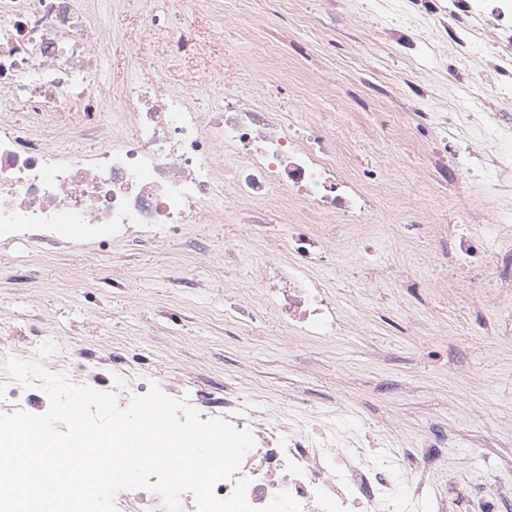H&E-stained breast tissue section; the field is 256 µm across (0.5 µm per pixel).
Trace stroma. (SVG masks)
I'll return each mask as SVG.
<instances>
[{
	"mask_svg": "<svg viewBox=\"0 0 512 512\" xmlns=\"http://www.w3.org/2000/svg\"><path fill=\"white\" fill-rule=\"evenodd\" d=\"M102 10L125 18L124 38L113 40L103 63L101 95L112 104V88L133 77L124 60L139 39L143 0H100ZM317 64L334 72L344 91L357 90L361 74L391 80L404 68L375 39H366L364 71L349 66L346 55H329L317 32H300ZM374 105L347 128V140L361 162L395 152L398 141L384 137ZM409 163L396 166L391 188L382 192L388 219L424 205ZM193 248L182 250L160 239L128 246L108 236L75 240L62 236L46 247L31 237L0 242V317L49 316L55 329L82 344L95 333L105 342H133L147 364L165 360L169 370L195 369L204 379L231 381L268 392L286 388L317 408L348 403L351 424L369 423L378 435L410 438L418 425L447 429L448 463L472 459L481 474L512 478L503 466L512 459V435L502 445L476 455L473 444L512 418V335L487 336L475 320L494 322L491 313L467 310L456 289L430 298L424 289L369 287L365 278L336 282L335 266H318L316 278L333 287L349 328L333 342L306 341L281 328L247 323L224 315V292L238 287L224 273L227 244L220 224H190L183 231ZM451 241L437 237L407 246L391 235L376 237L372 261L397 268L403 278L424 275L435 254ZM127 292H112L113 278ZM479 406L482 417L457 420L452 403L459 394Z\"/></svg>",
	"mask_w": 512,
	"mask_h": 512,
	"instance_id": "1",
	"label": "stroma"
}]
</instances>
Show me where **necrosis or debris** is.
<instances>
[{"mask_svg": "<svg viewBox=\"0 0 512 512\" xmlns=\"http://www.w3.org/2000/svg\"><path fill=\"white\" fill-rule=\"evenodd\" d=\"M219 0H144L141 38L129 57L172 61L208 55L233 18L202 31ZM321 0L305 22L323 29L329 45L359 43L374 29L406 67L391 81L363 80L352 100L336 109L312 108L295 119L276 99L254 65L224 102L204 107L218 89L214 60L190 72L181 86L129 80L114 94L121 106L112 125L103 120L101 63L123 22L100 13L97 0H0V239L37 233L50 238L84 226L113 240L142 237L186 244L187 224H233L241 237L263 236L274 248L252 269L238 295L270 306L281 327L300 336L332 340L343 335L335 296L313 267L335 264L333 237L320 224L352 225L370 244L381 212L378 186L391 163L357 165L344 131L368 102L395 101L387 123L422 149L432 182L430 201L407 209L390 226L400 242L436 236L446 227L450 250L433 261L428 286L457 288L470 308L512 325L501 299L512 276L497 268V225L512 223V0ZM446 81L457 96L439 109L432 89ZM25 122H17L16 110ZM69 150H60L58 132ZM477 189L478 209L463 223L448 221V193L460 183ZM0 361L13 356L40 362L76 384L115 393L119 406L145 394L152 379L138 357L115 359L94 344L75 346L54 336L49 320L0 321ZM201 419H222L250 431L253 447L214 493L229 498L248 480L246 497L257 508L289 493L301 512H512V485L443 464L448 440L420 431L410 446L386 447L372 432L340 426L343 408L288 412V395L257 402L235 384L216 390L195 375L166 388ZM49 399L0 369V414L46 411ZM473 485L461 494L462 484Z\"/></svg>", "mask_w": 512, "mask_h": 512, "instance_id": "1", "label": "necrosis or debris"}]
</instances>
